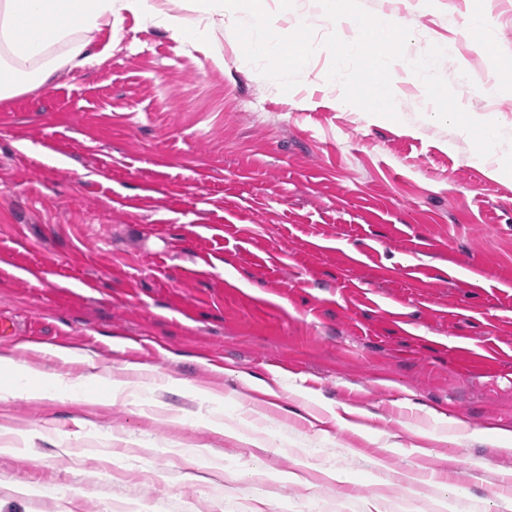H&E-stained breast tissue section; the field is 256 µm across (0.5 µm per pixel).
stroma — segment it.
I'll use <instances>...</instances> for the list:
<instances>
[{
	"label": "stroma",
	"instance_id": "obj_1",
	"mask_svg": "<svg viewBox=\"0 0 512 512\" xmlns=\"http://www.w3.org/2000/svg\"><path fill=\"white\" fill-rule=\"evenodd\" d=\"M361 0L450 46L454 94L485 99L512 160V0ZM309 54L269 78L241 39L223 60L121 13L92 34L105 60L0 99V354L68 377L155 370L115 404L0 400V512H511L512 178L468 134L413 110H343L311 0H269ZM495 32L501 69L470 48ZM88 354L65 363L52 348ZM473 361L461 359L464 350ZM223 400L225 434L198 390ZM478 431L449 443L453 422ZM23 433L28 449L3 446ZM344 449L345 482L317 480ZM294 472L298 481H282Z\"/></svg>",
	"mask_w": 512,
	"mask_h": 512
}]
</instances>
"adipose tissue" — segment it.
<instances>
[{"label":"adipose tissue","instance_id":"1","mask_svg":"<svg viewBox=\"0 0 512 512\" xmlns=\"http://www.w3.org/2000/svg\"><path fill=\"white\" fill-rule=\"evenodd\" d=\"M264 0H190L199 15L186 25L176 14L160 10L154 0H0V50L13 61L0 75V99L49 84L61 68L83 69L105 55L93 51L92 33L111 29L120 12L138 17L145 26L164 30L193 45L212 41L242 11L262 14ZM244 43L255 54L271 57L273 77L297 76L307 60L300 46H289L265 22ZM132 381L86 374L65 378L0 356V400L71 398L97 404L130 393Z\"/></svg>","mask_w":512,"mask_h":512}]
</instances>
